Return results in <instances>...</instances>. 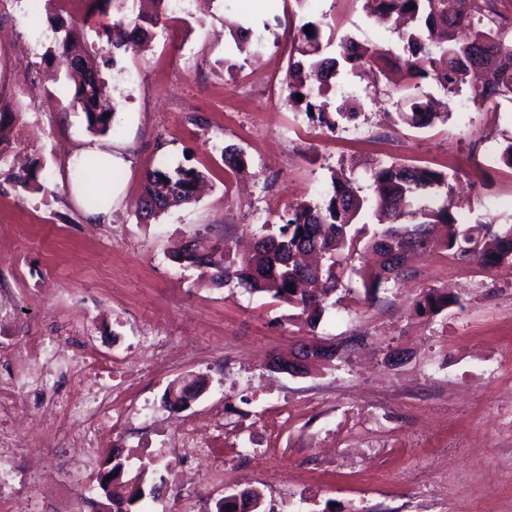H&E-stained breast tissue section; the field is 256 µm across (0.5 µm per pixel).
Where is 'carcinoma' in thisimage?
Segmentation results:
<instances>
[{"mask_svg":"<svg viewBox=\"0 0 512 512\" xmlns=\"http://www.w3.org/2000/svg\"><path fill=\"white\" fill-rule=\"evenodd\" d=\"M59 15L51 26L55 34L52 57L65 69L72 80L70 104L80 107L89 130L106 134L111 128L114 109L104 107L105 86L99 77L97 56H117L135 51L141 40L158 27H165L170 0H150L151 11L142 12L129 5V0H85L86 14L82 19L63 18L68 13L66 2L57 0ZM378 18L388 20L393 15L406 17L410 25L397 32L404 53L407 82L402 87L406 108L398 112L399 119L416 129L434 124L441 113L434 110L423 85L434 84L445 94L455 95L462 89L470 91V100L482 105L492 97L512 103V28L499 22L497 12L487 0H455L456 8L448 10V0H371ZM103 17L102 45L95 52L84 48L82 28L94 17ZM312 34L300 30L296 56L288 68V98L297 109L316 118L326 127H336V119L326 112V103L317 101L337 89L336 78L342 70L354 73L359 68L378 64L384 50L365 41L358 42L346 34L336 45L337 55L323 56L322 24L307 22ZM302 98H297V95ZM225 164L241 171L247 162L241 151L224 147ZM43 165L36 162L21 172L2 171L0 175L24 189L43 186L46 176ZM203 172L180 165H161L147 171L144 193L137 203V212L144 219L155 218L173 200H194L197 184ZM375 214L381 231L370 240L367 248L377 256L376 265L360 273L362 287L368 298L377 296L386 284L399 278L402 268L393 265L390 249H410L423 233H430L435 224H442L446 234L432 239V247H440L458 259L476 262L487 269L503 264L512 265V226L494 230L490 222L474 225L457 223L454 203L444 192L448 175L400 163L379 167L372 174ZM369 198L351 180L332 183V191L322 204L299 203L279 216L278 233L260 237L263 245L251 255L230 256L225 241L195 242L194 250L176 252L174 259L186 266L198 267L210 274L215 285L234 284L251 293H266L298 310L311 328H316L324 312L325 302L336 292L344 277L342 251L360 242L362 229L354 220L366 208ZM418 206L422 221L405 224L402 218ZM315 250L324 256L320 273L302 276L300 253ZM455 304L442 290L430 289L418 303L421 312L436 315ZM144 471L140 470L121 486L107 491L99 486L100 495L112 499V512H131L130 506L143 495ZM262 494L255 489L234 501L223 496L215 501L214 512H256L261 507Z\"/></svg>","mask_w":512,"mask_h":512,"instance_id":"cac0c4a2","label":"carcinoma"}]
</instances>
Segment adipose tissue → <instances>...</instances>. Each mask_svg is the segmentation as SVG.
I'll return each mask as SVG.
<instances>
[{
  "mask_svg": "<svg viewBox=\"0 0 512 512\" xmlns=\"http://www.w3.org/2000/svg\"><path fill=\"white\" fill-rule=\"evenodd\" d=\"M91 157L106 159L110 165L115 167L124 165L125 159L119 146L113 144L112 141L97 140L83 143L69 156L66 162L72 195L78 202L83 203L86 221L91 224H107L112 220V206L119 197L121 190L112 186L111 182L101 179L93 183L77 180L75 176L76 169ZM91 195L96 196L98 202L89 206L86 205L85 200Z\"/></svg>",
  "mask_w": 512,
  "mask_h": 512,
  "instance_id": "adipose-tissue-1",
  "label": "adipose tissue"
}]
</instances>
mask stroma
I'll return each mask as SVG.
<instances>
[{
    "label": "stroma",
    "instance_id": "obj_1",
    "mask_svg": "<svg viewBox=\"0 0 512 512\" xmlns=\"http://www.w3.org/2000/svg\"><path fill=\"white\" fill-rule=\"evenodd\" d=\"M53 0H0V104L16 112L6 134L39 159L49 178L24 191L0 184V285L16 289L17 312L0 334L14 347L52 336L65 350L96 347L147 363L146 339L193 354L155 371L134 394L158 414L113 433L90 470L94 487L106 459L127 457L126 476L143 473L149 493L139 512H213L217 498L254 488L265 512H512V266L488 271L439 248L410 255L404 275L367 300L352 274L327 301L317 328L296 309L235 286L209 284L201 269L172 254L195 237L246 247L277 232L279 215L320 203L332 175L371 195L374 168L393 162L447 173L457 211L468 221L512 225V168L500 162L512 141V103L475 107L467 95L448 115L419 130L398 119L397 83L367 91L366 77L338 79L328 110H357L335 130L290 106L286 79L299 27L325 22L398 51L397 36L376 24L364 0H194L156 30L145 52L101 63L120 112L108 134L127 164L113 170L122 188L107 224L84 221L65 182L71 151L90 140L83 112L68 107L70 88L51 62ZM233 26L263 37L239 52ZM243 151L247 167L225 166L224 146ZM203 171L196 202L145 221L136 215L144 174L159 163ZM459 295L435 316L416 303L428 289ZM323 338L337 357L295 376L269 366L300 341ZM201 380L189 408L165 406L183 380ZM23 436L41 451L55 421L22 395ZM224 414L216 448L224 474L205 486L178 481L205 469L178 450L157 456L185 418Z\"/></svg>",
    "mask_w": 512,
    "mask_h": 512
}]
</instances>
